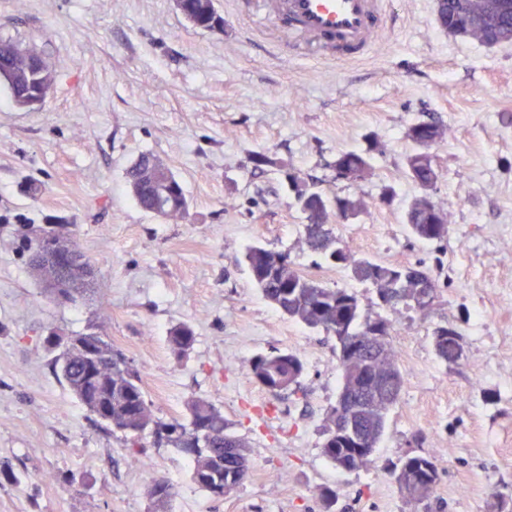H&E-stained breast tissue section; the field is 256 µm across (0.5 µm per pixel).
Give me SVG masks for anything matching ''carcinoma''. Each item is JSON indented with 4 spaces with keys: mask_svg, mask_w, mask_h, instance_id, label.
I'll use <instances>...</instances> for the list:
<instances>
[{
    "mask_svg": "<svg viewBox=\"0 0 512 512\" xmlns=\"http://www.w3.org/2000/svg\"><path fill=\"white\" fill-rule=\"evenodd\" d=\"M186 9L196 22L209 30L224 27V18L215 9L213 0H185ZM436 20L449 35L465 41L484 43L486 36L498 29L512 30V0H436ZM17 41L0 37V83L6 84L16 106L25 105L29 98L51 90L55 71L51 65L38 72L32 58L14 53ZM446 135L443 126L434 121L412 125L406 137L415 145L408 155L404 175L420 189L406 211L405 223L411 234L428 243H441L448 237L450 215L434 200L440 178L433 147ZM153 154L140 153L126 172L127 182L138 205L153 212L158 203L165 204L159 213L164 219L178 220L187 212V197L175 176L154 169ZM335 164L342 167L350 181H362L371 176V165L366 156L349 151L337 155ZM297 204L307 215L303 225L304 244L331 267L350 269L354 279L366 282L376 289L379 299L390 311L400 309L424 312L432 306L438 294V282L421 265H386L372 259L356 257L333 232L334 214L355 216L366 208L362 196H334L322 198L315 206L305 199L316 192V185L294 170L286 171ZM65 227L62 221L50 218L39 230L30 254V265L46 277L55 296L71 300L76 292L95 284V275H78L61 261L58 250L47 243L62 244L71 261L84 255L76 248L63 244ZM252 280L262 295L277 310L289 318L311 328L323 331L336 339L337 367L341 387L336 405L323 419L321 445L323 456L336 467L356 471L368 467L373 459L355 461L354 448L349 445L346 431L332 427L336 414L349 412L366 438V447L376 448L385 432L389 412L400 399L404 378L392 348L393 322L379 319L383 326L380 335L370 334L373 319L365 314L358 296L347 288H327L321 282L294 268L288 254L254 246L244 255ZM95 343L96 356L85 350ZM195 342L194 330L182 324L170 332L169 346L177 356H185ZM369 347H389L384 355L374 358L356 356L350 352L353 344ZM61 351L52 361L60 370L71 393L90 415L114 431H120L132 444L143 439L147 430L167 445L192 458V481L210 496L222 499L234 493L251 474L246 453V442L236 435L224 419V414L203 398L187 403L188 423H164L154 414L146 398L138 371L112 342L103 336L79 334L56 343ZM434 351L446 364H456L464 354L463 344L446 336L434 337ZM304 364L300 357L288 351L274 349L256 356L250 363L252 379L272 396L301 388ZM369 389L376 391L375 404L361 401ZM406 482L418 484L421 492L409 493L405 498L416 506L425 504L434 494L438 469L432 457L417 455L401 461ZM176 495L175 486L165 477H152L147 486L151 512H166Z\"/></svg>",
    "mask_w": 512,
    "mask_h": 512,
    "instance_id": "cac0c4a2",
    "label": "carcinoma"
}]
</instances>
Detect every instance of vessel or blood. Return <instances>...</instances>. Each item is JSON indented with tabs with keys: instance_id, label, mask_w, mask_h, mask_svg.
Listing matches in <instances>:
<instances>
[{
	"instance_id": "obj_1",
	"label": "vessel or blood",
	"mask_w": 512,
	"mask_h": 512,
	"mask_svg": "<svg viewBox=\"0 0 512 512\" xmlns=\"http://www.w3.org/2000/svg\"><path fill=\"white\" fill-rule=\"evenodd\" d=\"M288 31L317 39L327 61L373 50L385 29V0H264Z\"/></svg>"
}]
</instances>
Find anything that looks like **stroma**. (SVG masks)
I'll list each match as a JSON object with an SVG mask.
<instances>
[{"instance_id": "obj_1", "label": "stroma", "mask_w": 512, "mask_h": 512, "mask_svg": "<svg viewBox=\"0 0 512 512\" xmlns=\"http://www.w3.org/2000/svg\"><path fill=\"white\" fill-rule=\"evenodd\" d=\"M214 5L220 31L194 27L176 0H0V35L42 51L56 72L36 109L0 86V512H149L155 475L176 486L169 512H322V488L335 491V512H496L502 500L512 512V44L449 36L435 0H388L379 46L327 65L254 0ZM429 120L447 130L435 150L434 199L450 215L439 244L404 223L419 192L403 175L414 150L405 132ZM347 151L369 156L371 177L337 179L332 164ZM143 152L183 184L185 220L137 205L126 171ZM291 168L326 195L364 196L336 234L359 257L424 263L440 285L428 311L390 313L375 288L318 263ZM49 215L68 224L106 303L58 302L30 267ZM254 245L390 317L404 387L371 467L343 471L323 456L336 342L262 296L242 262ZM446 322L463 334L455 364L434 351ZM182 323L195 342L180 357L168 336ZM53 332L110 339L163 422H186L190 399L210 401L244 438L251 478L213 499L191 481L190 457L151 434L145 466L129 465L123 433L56 374ZM273 349L303 361L296 393L274 397L251 378L252 358ZM415 455L439 472L425 509L388 473Z\"/></svg>"}]
</instances>
